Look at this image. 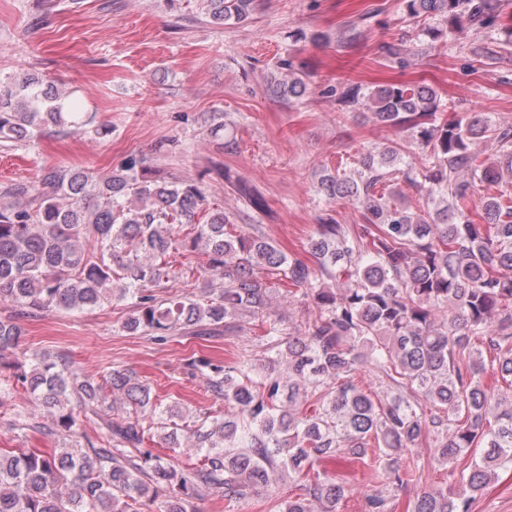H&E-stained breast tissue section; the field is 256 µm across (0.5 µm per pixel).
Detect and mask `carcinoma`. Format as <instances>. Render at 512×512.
<instances>
[{"instance_id":"carcinoma-1","label":"carcinoma","mask_w":512,"mask_h":512,"mask_svg":"<svg viewBox=\"0 0 512 512\" xmlns=\"http://www.w3.org/2000/svg\"><path fill=\"white\" fill-rule=\"evenodd\" d=\"M492 0H404L412 18L439 16L449 30L491 29ZM258 0H204L217 26L238 25ZM268 91L299 100L308 83L284 59ZM366 100L369 118L409 133L421 165L401 166L406 146L388 145L359 160L352 178L324 171L318 184L330 202L347 200L362 223L320 219L310 237V263L291 258L261 226L235 231L222 209L208 206L202 179H157L137 155L120 168L95 175L81 167L45 168L38 185L6 189L30 194L25 205L0 207V299L17 311H84L134 300L124 328L165 341L212 325L235 327L251 317L264 329L270 372L251 377L249 356L233 366L191 363L208 388L237 408L233 418L208 415L193 422L194 447L204 455L181 467L141 449L147 429L139 417L110 423L109 437L80 448H0V512H193L203 487L231 503L257 488L288 478L299 493L281 512H339L352 489L346 467L369 463L398 492L435 464L454 478L415 493L406 512H472L476 494L495 471L512 467V193L474 202L482 183L512 182V126L473 113L438 116L436 91L392 84L362 91L350 84L342 100ZM74 134L85 113L66 109L58 87L33 74L0 82V138L27 141L46 126ZM209 134L217 145L235 144L222 123ZM488 139L497 153L480 158L471 146ZM408 183L443 206L425 216L397 202L389 187ZM189 232L180 235L182 227ZM204 251L205 274L223 280L198 298L158 297L175 277L170 252ZM277 276L299 287L282 297L308 309L306 320L284 326L268 312ZM21 330L0 318V398L22 386L51 416L35 426L19 415L21 430L73 440L75 410L103 406L120 395L134 411L159 416L163 440L179 445L178 405L151 398L148 384L128 370H113L93 384L64 357L34 352L16 359ZM370 368L380 390L358 381ZM433 437L434 452H418ZM470 462L461 470L464 457ZM361 512H390L389 499L372 495Z\"/></svg>"}]
</instances>
